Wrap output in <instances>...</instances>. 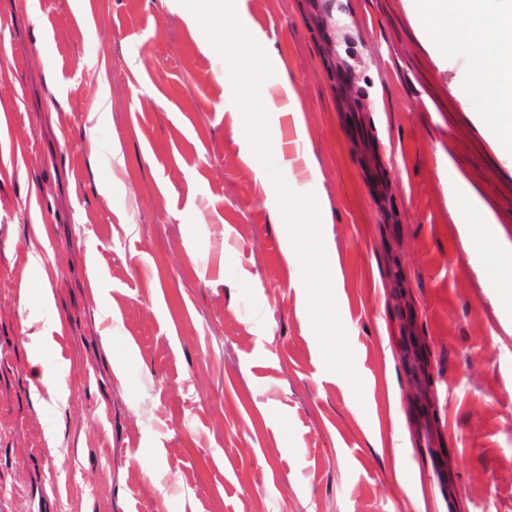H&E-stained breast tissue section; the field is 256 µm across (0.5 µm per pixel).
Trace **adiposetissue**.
Listing matches in <instances>:
<instances>
[{
  "label": "adipose tissue",
  "instance_id": "obj_1",
  "mask_svg": "<svg viewBox=\"0 0 512 512\" xmlns=\"http://www.w3.org/2000/svg\"><path fill=\"white\" fill-rule=\"evenodd\" d=\"M417 23L436 50L449 38L471 42L481 60L471 91L489 103L488 124L512 140V0H500L497 10L485 0H423Z\"/></svg>",
  "mask_w": 512,
  "mask_h": 512
}]
</instances>
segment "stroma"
Listing matches in <instances>:
<instances>
[{"mask_svg":"<svg viewBox=\"0 0 512 512\" xmlns=\"http://www.w3.org/2000/svg\"><path fill=\"white\" fill-rule=\"evenodd\" d=\"M419 7L234 3L357 392L183 0H0V512H512V162Z\"/></svg>","mask_w":512,"mask_h":512,"instance_id":"35a3bbf8","label":"stroma"}]
</instances>
